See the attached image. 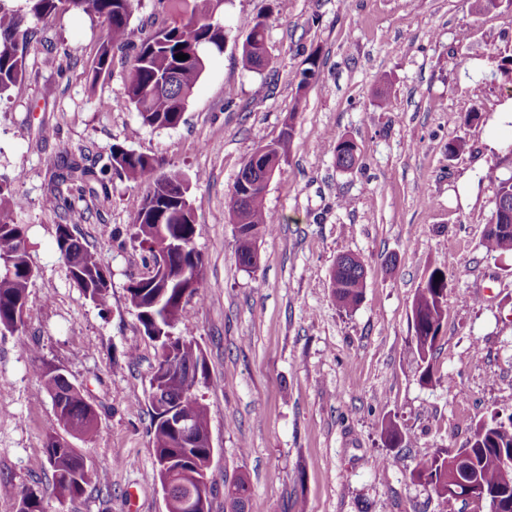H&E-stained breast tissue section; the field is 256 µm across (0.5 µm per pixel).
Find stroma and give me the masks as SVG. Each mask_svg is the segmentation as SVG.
Returning a JSON list of instances; mask_svg holds the SVG:
<instances>
[{"label":"stroma","mask_w":512,"mask_h":512,"mask_svg":"<svg viewBox=\"0 0 512 512\" xmlns=\"http://www.w3.org/2000/svg\"><path fill=\"white\" fill-rule=\"evenodd\" d=\"M224 18V48L209 55L183 123L163 129L100 105L122 98L135 46L164 20L157 0H135L130 45L94 86L88 70L105 39L96 19L69 11L30 25L24 75L0 101V176L15 182L10 205L36 269L24 331L0 335V482L37 487L45 512H166L148 401L158 348L126 292L144 270L131 222L146 189L113 179L78 226L112 274L103 308L70 279L56 246L61 218L44 206L64 162L104 159L120 144L190 184L206 298L190 299L185 315L205 357L196 392L214 448L211 512H226L224 487L240 477L253 512H445L413 481L416 460L457 451L478 424L512 415V255L481 246L497 181L512 176V153L486 144L512 100V80L486 52L512 56V0L480 15L469 0H288L283 11L274 0H228ZM258 19L269 60L255 70L242 46ZM312 54L319 70L302 91ZM287 130L288 162L263 200L271 230L248 269L236 251L234 185L250 154ZM341 137L359 149L348 171L336 166ZM458 140L464 150L449 154ZM342 254L366 270L350 311L330 284ZM437 268L448 289L424 383L412 303ZM37 355L100 413L95 440L79 448L111 483L65 504L46 460L56 421ZM388 422L405 434L394 448L381 433ZM383 456L389 468L378 466Z\"/></svg>","instance_id":"1"}]
</instances>
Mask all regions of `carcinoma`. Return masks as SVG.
<instances>
[{"label":"carcinoma","instance_id":"carcinoma-1","mask_svg":"<svg viewBox=\"0 0 512 512\" xmlns=\"http://www.w3.org/2000/svg\"><path fill=\"white\" fill-rule=\"evenodd\" d=\"M27 14L8 8L0 0V100L22 78L25 61L19 46L26 44L29 29L26 17L45 20L68 11H81L100 20L106 30L91 66L92 81L110 72L114 51L123 49L130 38L129 22L134 0H26ZM170 22L157 28L143 39L129 61L123 104L134 108L143 125L151 128H174L180 124L188 100L205 69L207 53L223 49L226 36L224 0H159ZM265 25L253 23L243 45V61L251 69L262 65ZM177 54L188 59L178 60ZM355 143L348 138L336 140V166L353 169L358 162ZM126 179L136 186L146 187L141 207L135 213L131 226L134 239L147 253H152L162 235L181 240L183 247L176 252L171 266L165 271L155 270L145 279L133 277L127 286L128 300L145 334L155 325L165 329L158 342L160 353L157 364L171 362L193 372L191 380L173 375L162 388L159 400L149 394L152 411L150 434L154 448L152 478L160 488H170L169 512H185L182 495L194 485V476H203L208 468L209 445L208 410L195 393V386L206 379L205 359L197 342L174 334L177 327L189 329L183 315V289L174 282L182 276L192 281L189 296L203 299L205 282L202 277L203 259L194 247L197 225L193 210L186 208L182 196L169 183L183 181L179 172L161 171L159 161L137 153L119 144L112 145L107 162L101 167L87 165L79 159L64 164L62 172L52 182L45 207L64 212L65 223L56 227V245L68 266L72 281L93 304L104 307L112 288L111 275L101 265L94 248L74 234V227L86 219V198H109L112 176ZM14 181L0 179V335L23 332L26 321L23 310L29 308V286L35 277V268L28 251L25 225L9 207ZM240 236L237 254L240 264L252 268L256 243L267 231L263 198L258 197L244 205L239 214ZM481 246L490 256L512 253V177L498 183L495 210L488 221ZM439 270L430 273L425 284L417 289L412 304L413 341L422 361H427L438 340L443 320L445 292L448 280L436 279ZM333 292L339 306L347 311L357 307L363 298L365 270L356 256L343 255L336 261L331 274ZM49 394L58 426L75 438L89 439L98 430L99 413L87 399L84 389L70 380L58 366L42 363L34 366ZM174 403L181 414L196 426L200 439L192 447L179 444L165 413L159 410L163 403ZM44 448L53 471L54 486L59 501L82 496L88 485L109 483V475L93 467L87 458L73 448L57 432L45 436ZM465 451L467 480L483 486L487 492L500 498L503 512H512V486L502 482V460L512 456V417L509 423L492 418L479 424ZM457 454L439 449L433 455L420 459L413 471L415 480L429 485L448 509H453L459 498L448 493V478L457 471ZM230 512H251V492L248 482L240 477L224 488ZM0 497L17 503V512H44L42 497L31 487H17L0 483Z\"/></svg>","mask_w":512,"mask_h":512}]
</instances>
